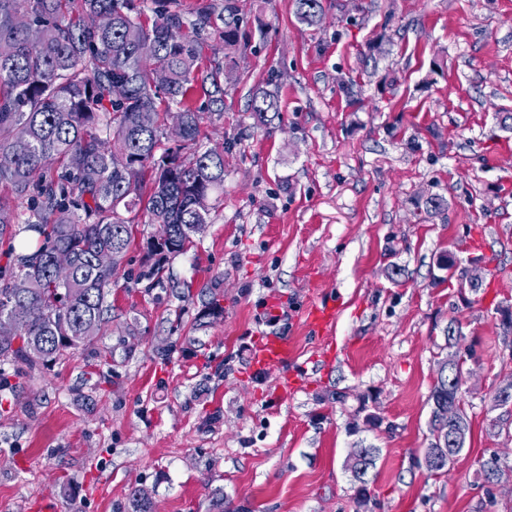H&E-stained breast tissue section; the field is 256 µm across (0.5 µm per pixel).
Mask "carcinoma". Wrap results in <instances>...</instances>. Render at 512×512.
<instances>
[{
    "label": "carcinoma",
    "mask_w": 512,
    "mask_h": 512,
    "mask_svg": "<svg viewBox=\"0 0 512 512\" xmlns=\"http://www.w3.org/2000/svg\"><path fill=\"white\" fill-rule=\"evenodd\" d=\"M294 2L302 23L320 22L322 0ZM172 3L152 0L144 20L135 0H0V184L25 205L24 230L43 237L18 255L19 276L35 287L20 295L15 275L0 270V329L18 336L0 343V362L19 374L98 335L117 268L99 266V253L123 256L141 222L158 226L151 251L178 255L208 223L212 196L224 194L225 146L200 143L202 114L224 109V66L203 64L201 34L216 12L235 15V0H202L190 13ZM252 109L264 124L280 115L267 91ZM173 112L186 158L158 153ZM18 142L27 152H14ZM20 233L0 197V243L14 251ZM58 251L71 255L69 265L54 264ZM428 401L424 464L445 474L432 464L444 454L436 418L448 381L440 374ZM130 498L134 512H156L140 490Z\"/></svg>",
    "instance_id": "1"
}]
</instances>
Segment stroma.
<instances>
[{
    "mask_svg": "<svg viewBox=\"0 0 512 512\" xmlns=\"http://www.w3.org/2000/svg\"><path fill=\"white\" fill-rule=\"evenodd\" d=\"M235 3L224 110L200 126L228 146L224 194L182 254L134 226L97 336L0 367V512H131L135 488L159 512H210L218 489L224 512H512V482L480 472L495 452L512 471V410L491 403L512 380V0H323L312 27L294 0ZM261 90L280 120L258 122ZM449 252L481 257L482 287L449 280ZM268 332L292 343L291 395L250 367ZM455 354L470 432L435 478L428 396Z\"/></svg>",
    "mask_w": 512,
    "mask_h": 512,
    "instance_id": "stroma-1",
    "label": "stroma"
}]
</instances>
